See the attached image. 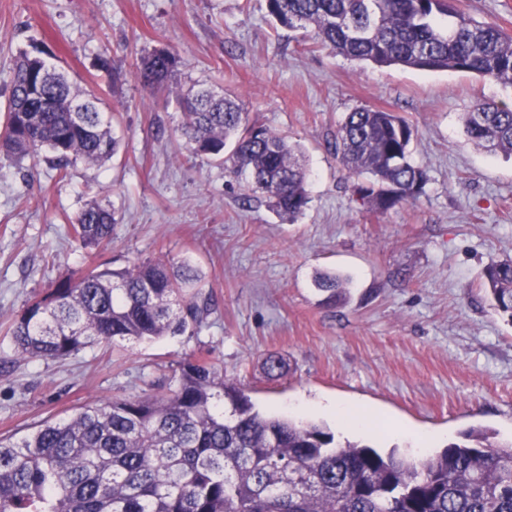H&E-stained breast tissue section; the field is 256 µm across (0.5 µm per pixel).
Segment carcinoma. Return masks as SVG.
<instances>
[{"mask_svg":"<svg viewBox=\"0 0 512 512\" xmlns=\"http://www.w3.org/2000/svg\"><path fill=\"white\" fill-rule=\"evenodd\" d=\"M281 27L313 33L352 60L428 71L468 72L512 86V37L474 19L454 0H267ZM180 58L141 57L136 76L151 92L169 87ZM0 149L45 160L59 171L111 159L119 142L99 108L37 56L20 54L8 76ZM181 130L197 155L223 159L293 222L308 208L307 174L287 136L249 120L235 99L207 84L181 96ZM465 132L477 146L512 154V110L481 104ZM414 131L393 112L347 113L334 151L374 211L417 200L429 180L411 161ZM116 224L91 203L69 224L97 250ZM494 308L512 320V259L489 266ZM202 277L188 264L139 262L122 271L91 265L59 282L11 321L16 352L64 359L100 341L177 336L201 323ZM0 512H512V443L451 444L423 462L396 449L339 444L323 424L264 414L220 378L205 357L179 364L163 396L105 400L24 436L0 438Z\"/></svg>","mask_w":512,"mask_h":512,"instance_id":"carcinoma-1","label":"carcinoma"}]
</instances>
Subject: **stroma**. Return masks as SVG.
Masks as SVG:
<instances>
[{
    "label": "stroma",
    "mask_w": 512,
    "mask_h": 512,
    "mask_svg": "<svg viewBox=\"0 0 512 512\" xmlns=\"http://www.w3.org/2000/svg\"><path fill=\"white\" fill-rule=\"evenodd\" d=\"M266 0H0V109L20 52L41 57L101 110L119 149L67 175L45 162L0 157V437L102 399L161 395L178 365L206 356L263 412L315 405L311 418L339 431L325 403L367 410V445L413 451L401 426L433 437V450L466 435L512 440V321L498 313L484 271L512 258V155L467 137L481 101L512 105V87L453 71L378 67L301 45ZM156 47L184 66L153 95L133 76ZM109 59L114 76L102 72ZM196 82L236 97L249 118L300 146L311 202L295 222L250 195L228 164L192 156L177 98ZM374 107L414 128L411 158L429 176L423 195L380 213L353 197L334 153L346 113ZM115 213L98 261H189L214 305L201 326L146 342L100 343L64 360L20 357L10 321L57 281L84 270L67 235L90 203ZM349 282L331 302L318 273ZM281 357L282 376L263 362Z\"/></svg>",
    "instance_id": "35a3bbf8"
}]
</instances>
